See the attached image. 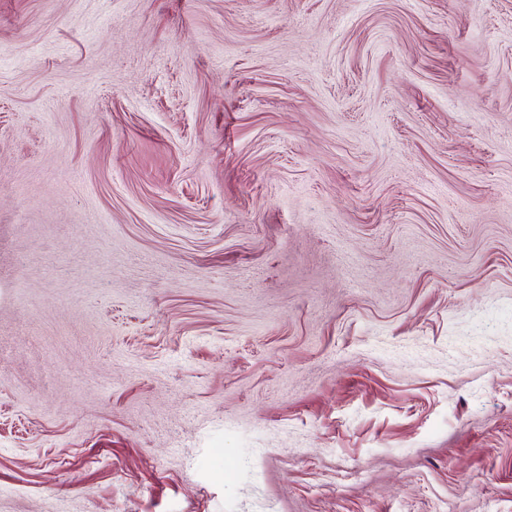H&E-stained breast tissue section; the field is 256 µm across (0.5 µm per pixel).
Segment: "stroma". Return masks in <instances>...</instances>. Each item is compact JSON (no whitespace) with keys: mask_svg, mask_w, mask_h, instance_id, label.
I'll return each instance as SVG.
<instances>
[{"mask_svg":"<svg viewBox=\"0 0 512 512\" xmlns=\"http://www.w3.org/2000/svg\"><path fill=\"white\" fill-rule=\"evenodd\" d=\"M0 512H512V0H0Z\"/></svg>","mask_w":512,"mask_h":512,"instance_id":"obj_1","label":"stroma"}]
</instances>
